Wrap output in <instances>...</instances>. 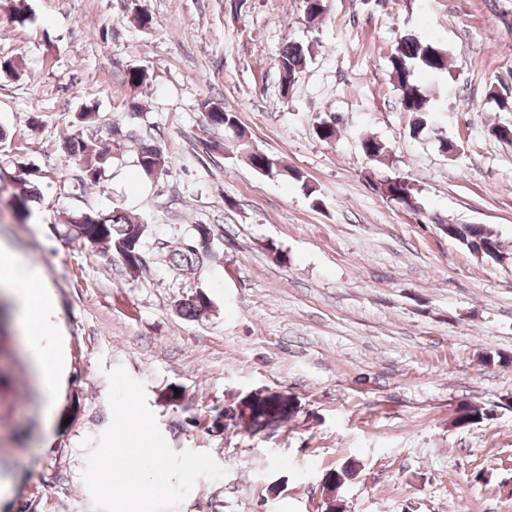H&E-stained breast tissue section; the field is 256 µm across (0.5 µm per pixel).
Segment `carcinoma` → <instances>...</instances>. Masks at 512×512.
<instances>
[{
	"mask_svg": "<svg viewBox=\"0 0 512 512\" xmlns=\"http://www.w3.org/2000/svg\"><path fill=\"white\" fill-rule=\"evenodd\" d=\"M311 57V47L302 43H290L280 53L278 69L283 91H288L304 71ZM418 71L440 76L448 72V50L436 43L421 39L412 32L403 34L393 53L388 57V74L396 89L400 92L404 111L415 115L410 133L421 135L431 126L429 114L436 111L434 98L415 79ZM201 109L207 121L216 127L233 131L240 140L245 134L238 127L236 113L224 109V103L204 100ZM66 161L77 165L85 183L95 187L101 186L102 176L112 164V153L99 145V142L77 133L69 136L63 143ZM244 157L257 172L271 173L278 171L288 173L297 181L303 180L299 171L288 172V167L281 165L270 155L245 150ZM137 166L147 177H159L168 172V157L157 145L139 144ZM382 189L388 199L396 203H405L413 209L419 208L414 188L407 178L401 176L382 180ZM38 196V188H22L12 194V206L20 221L30 216L29 202ZM147 224L118 209H89L74 215L65 225V234L83 241L93 249L112 254L131 272L143 268L144 238ZM450 239L465 246L471 253L480 255L479 248L498 242V239L486 227L478 224H456ZM214 234L206 224L194 225L190 238L171 256V262L181 268L190 269L200 263L213 247ZM211 300L205 292H199L180 305L179 312L186 317H196L209 308ZM295 413L294 403L273 393L262 400H245L234 416L256 428L270 419L289 418ZM487 418V409L478 405H463L457 409L455 423L474 425Z\"/></svg>",
	"mask_w": 512,
	"mask_h": 512,
	"instance_id": "obj_1",
	"label": "carcinoma"
}]
</instances>
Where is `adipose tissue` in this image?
I'll use <instances>...</instances> for the list:
<instances>
[{"label":"adipose tissue","mask_w":512,"mask_h":512,"mask_svg":"<svg viewBox=\"0 0 512 512\" xmlns=\"http://www.w3.org/2000/svg\"><path fill=\"white\" fill-rule=\"evenodd\" d=\"M0 291L16 307L22 345L32 364L44 411L52 413L65 360L55 341L52 292L41 270L6 245H0Z\"/></svg>","instance_id":"1"}]
</instances>
